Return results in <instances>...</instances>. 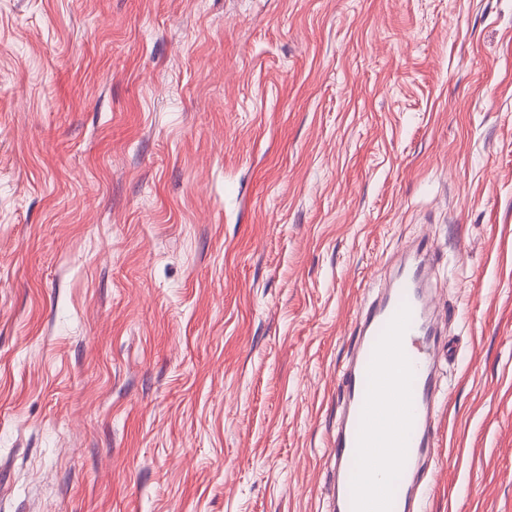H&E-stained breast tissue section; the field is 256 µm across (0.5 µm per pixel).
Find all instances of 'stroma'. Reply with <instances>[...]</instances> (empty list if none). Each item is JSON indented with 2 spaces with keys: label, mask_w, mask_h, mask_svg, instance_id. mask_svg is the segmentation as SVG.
<instances>
[{
  "label": "stroma",
  "mask_w": 512,
  "mask_h": 512,
  "mask_svg": "<svg viewBox=\"0 0 512 512\" xmlns=\"http://www.w3.org/2000/svg\"><path fill=\"white\" fill-rule=\"evenodd\" d=\"M424 235L426 512H512V0H0V512H325Z\"/></svg>",
  "instance_id": "1"
}]
</instances>
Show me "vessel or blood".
Listing matches in <instances>:
<instances>
[{
  "mask_svg": "<svg viewBox=\"0 0 512 512\" xmlns=\"http://www.w3.org/2000/svg\"><path fill=\"white\" fill-rule=\"evenodd\" d=\"M430 238L375 282L355 315L352 360L340 372L330 438L329 512H421L439 445L443 351Z\"/></svg>",
  "mask_w": 512,
  "mask_h": 512,
  "instance_id": "vessel-or-blood-1",
  "label": "vessel or blood"
}]
</instances>
